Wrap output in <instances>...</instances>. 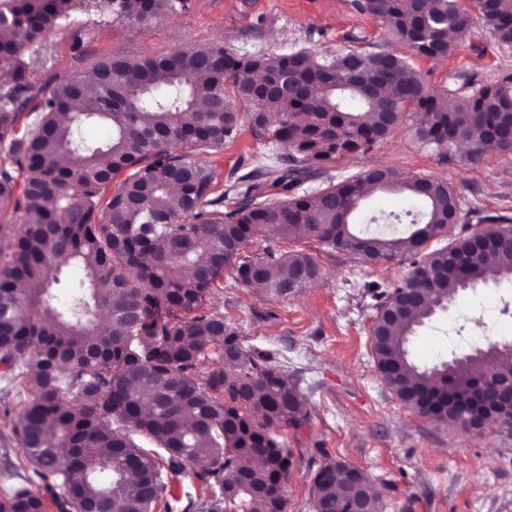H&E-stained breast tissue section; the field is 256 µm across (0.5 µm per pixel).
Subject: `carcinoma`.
<instances>
[{
  "label": "carcinoma",
  "mask_w": 512,
  "mask_h": 512,
  "mask_svg": "<svg viewBox=\"0 0 512 512\" xmlns=\"http://www.w3.org/2000/svg\"><path fill=\"white\" fill-rule=\"evenodd\" d=\"M473 2L494 41L512 47V0ZM354 6L434 62L455 53L448 33L462 36L469 24L459 0ZM188 8L189 0H0V32L11 34L0 39V69L9 73L0 84V218L10 206L24 212L21 224L0 223V363L30 396L18 419L7 407L0 418L58 512H189L192 497H168L166 481L188 469L224 512H285L294 452L282 430L308 422L307 404L272 354L245 347L206 301L224 289L226 272L277 297L320 279V265L301 250L246 252L260 237L314 239L376 265L411 261L409 275L378 295L370 335L382 380L419 415L469 432L474 421L450 387L493 403L497 389L474 383L512 371L511 344L431 368L408 348L416 326L485 280L484 257L512 280V217L479 219L480 242L462 233L428 251L463 220L448 182L385 167L302 188L328 164L369 153L409 110L421 115V146L446 156L460 136L468 161H482L487 133L512 125V74L492 84L460 74L459 87L438 92L395 49L244 58L212 43L137 59L103 55L90 80L58 74L46 90L34 82L44 35L80 13L150 25ZM26 114L35 119L22 123ZM92 124L108 129L105 143L76 139ZM245 128L287 151L286 162L275 157L223 181L213 157ZM182 145L190 152L175 154ZM67 156L77 164L62 166ZM366 184L425 204L418 215L366 218L409 224L410 233L353 229ZM63 260L86 279L61 281ZM57 290L68 294L60 307ZM100 312L111 315L106 332ZM0 476V512H47L45 497L12 483L13 470ZM380 498L348 463L323 453L314 512H350L359 501L379 512Z\"/></svg>",
  "instance_id": "1"
}]
</instances>
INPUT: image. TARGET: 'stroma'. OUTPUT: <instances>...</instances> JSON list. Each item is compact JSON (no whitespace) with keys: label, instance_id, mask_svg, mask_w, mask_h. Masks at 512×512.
Returning a JSON list of instances; mask_svg holds the SVG:
<instances>
[{"label":"stroma","instance_id":"obj_1","mask_svg":"<svg viewBox=\"0 0 512 512\" xmlns=\"http://www.w3.org/2000/svg\"><path fill=\"white\" fill-rule=\"evenodd\" d=\"M212 42L237 55L306 48L324 56L392 44L381 22L358 12L353 0H191L189 10L148 27L79 15L75 25L46 38L35 79L41 86L55 73H87L105 54L136 58ZM414 64L433 90L454 86L460 73L490 83L512 73V48L496 44L473 13L453 56ZM418 120V113H407L371 152L336 161L329 175L393 167L448 181L470 222L512 216V159L488 153L473 164L461 150L441 159L415 139ZM271 156L270 146L245 130L221 150L219 170L227 174L239 165L247 171ZM293 246L321 266L312 288L276 299L228 275L210 300L245 345L271 350L277 364L301 378L310 418L284 432L294 450L286 512H312L315 463L326 453L364 471L381 495V512H512V433L461 432L419 416L380 378L369 335L377 295L380 286L400 280L407 265H373L306 238ZM511 290L512 281L490 279L459 294L451 309L417 327L409 342L413 362L431 367L505 340L498 301Z\"/></svg>","mask_w":512,"mask_h":512}]
</instances>
